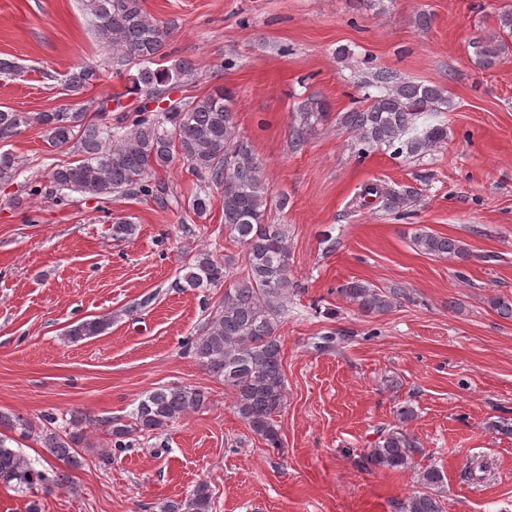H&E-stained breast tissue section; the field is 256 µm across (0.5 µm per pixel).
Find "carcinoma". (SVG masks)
Segmentation results:
<instances>
[{
	"label": "carcinoma",
	"instance_id": "carcinoma-1",
	"mask_svg": "<svg viewBox=\"0 0 512 512\" xmlns=\"http://www.w3.org/2000/svg\"><path fill=\"white\" fill-rule=\"evenodd\" d=\"M89 25L99 43L109 51L108 69L121 76L132 67L127 93L157 96L194 79V63L187 58L170 59L166 51L174 23L150 17L141 0H82ZM476 63L492 68L512 54V8L498 14L494 29L471 43ZM102 77L99 65L83 62L65 75L63 88L76 98ZM365 93L357 107L336 116V123L352 137L354 153L363 157L386 148L395 156L420 158L448 142V126L418 121L450 108L445 91L437 85L405 81L387 68H378L363 81ZM123 95L98 102L99 120L87 109L68 104L49 112H17L0 109V143L31 125L46 133L48 145L64 148L73 161L52 169L49 184L63 200L71 193L100 199L112 195L140 196L164 208L188 207L196 215L211 205L212 187L223 188L225 239L242 249L244 267L234 272V262L201 250L183 276L184 288H209L231 281L224 299L211 312L203 333L188 340L186 351L213 377L230 390L236 413L245 426L269 448L283 445L279 413L287 403L288 388L278 331L288 314L289 252L287 235L280 224H269L270 203L259 176V164L249 142L240 134L233 109L234 93L216 86L204 96L176 99L166 108L144 106L108 110L110 102L121 103ZM327 104L313 96L300 103L293 127V148H302L315 127L328 121ZM187 162L194 177L192 199L183 202L169 184L155 178L159 169L175 158ZM385 201L400 212L416 201L411 190L390 191L377 183L364 187L361 196ZM419 252L432 257L463 262L470 256L454 238L416 228L411 237ZM338 293L358 311L375 316L390 312L404 296L401 288L383 290L363 281H349ZM112 324L105 315L72 325L65 336L79 342L103 334ZM210 393L196 386H161L147 393L124 421L120 417L99 420L117 450L129 447L139 436L165 431L184 416L199 412ZM85 419L76 416L70 427L40 431L45 453L72 467L79 463L84 447ZM33 430L31 421L0 414V428ZM13 438L0 432V486L36 491L70 482L64 470L53 476L32 466L12 445ZM422 453L409 433L394 429L381 435L367 454L379 469L405 470ZM441 472L431 466L419 475V489L398 504V512H444L438 489ZM160 512H213L207 483H199L183 500L169 501Z\"/></svg>",
	"mask_w": 512,
	"mask_h": 512
}]
</instances>
